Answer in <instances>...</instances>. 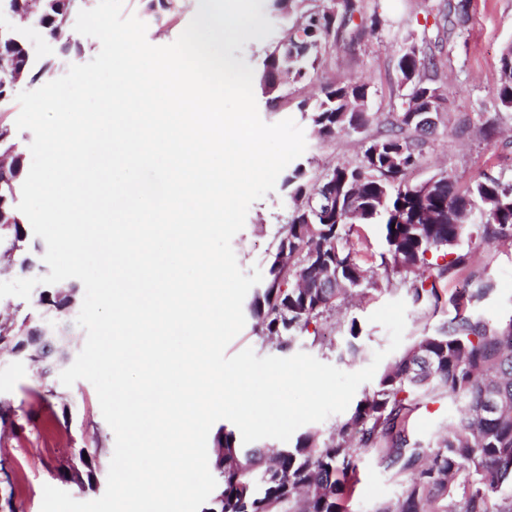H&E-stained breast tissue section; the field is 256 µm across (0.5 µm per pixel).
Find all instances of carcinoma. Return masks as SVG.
<instances>
[{
    "instance_id": "carcinoma-1",
    "label": "carcinoma",
    "mask_w": 512,
    "mask_h": 512,
    "mask_svg": "<svg viewBox=\"0 0 512 512\" xmlns=\"http://www.w3.org/2000/svg\"><path fill=\"white\" fill-rule=\"evenodd\" d=\"M305 2L272 3L290 18L301 14L300 24L288 32L289 42L308 48L301 58L288 60V73L300 81L318 69L329 38H338L359 12L358 0H336L334 14ZM8 6L20 22L37 21L63 52L81 53L63 22V0H8ZM23 44L14 32L0 34L1 55L18 53ZM499 64L496 104L512 111V44ZM425 69L426 57L415 48L399 58L407 93L396 122L410 135L363 142L358 163L337 166L313 184L301 164L285 175L294 208L267 260L268 277L249 304L256 333L278 341L280 348L337 311L347 297L377 286L351 243L359 224H384L380 266L387 277L412 278L415 304L439 303L437 284L455 279L466 265L467 254L459 250L463 242L475 235L488 243L512 241V179L486 175L462 189L453 177L439 175L430 179L428 192L406 181L421 156L415 134L425 131L412 105L420 101L436 110L443 99ZM367 99L366 84L331 80L301 111L323 137L361 134L377 119ZM0 138V168L14 176L0 186V196L10 199L22 189L23 159L11 128L1 127ZM31 248L24 224L1 228L0 276L10 274ZM490 288L486 282L470 295H456L455 316L413 341L328 436L308 431L294 447L269 454L261 446L240 447L233 431L220 429L213 458L218 491L205 512H346L366 451L409 475L401 497L376 512H512V319L491 324L467 312ZM72 296L71 288L63 294L48 287L25 314L21 305L11 304L13 312L0 317V353L19 352L36 361L34 349L21 351L17 333L29 318ZM439 387L458 401L460 414L436 443L421 448L409 436V414L416 396ZM97 456L95 448L80 458L79 468H66L59 477L84 487L92 481Z\"/></svg>"
}]
</instances>
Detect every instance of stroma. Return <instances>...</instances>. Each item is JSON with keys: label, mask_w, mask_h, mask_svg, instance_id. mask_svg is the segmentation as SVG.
<instances>
[{"label": "stroma", "mask_w": 512, "mask_h": 512, "mask_svg": "<svg viewBox=\"0 0 512 512\" xmlns=\"http://www.w3.org/2000/svg\"><path fill=\"white\" fill-rule=\"evenodd\" d=\"M448 0H362V13L379 15L382 27L375 35L353 41V29H346L341 39L328 43L318 70L306 81L284 80L280 99L269 105L266 97L257 96L261 119L268 124L290 118L302 128L306 149L299 161L308 180H315L327 169L353 164L361 157L364 137L391 133L390 121L401 110V90L397 61L410 46L420 47L430 58L428 75L440 86L444 100L437 112L433 134L422 139L419 166L409 172L410 183L419 184L444 173L467 185L489 174L512 177V112L497 108L494 99L499 82V59L503 49L512 44V0H466L465 14L459 26L448 29L443 21ZM147 0H123L124 15L136 16L146 23V39L155 46L173 43L193 17L190 0H173L172 10L162 19L146 8ZM263 14L273 25L272 33L263 40L246 43L235 51V58L260 69L268 45L283 40L291 22L264 0ZM21 34L35 63L52 62L47 74L54 80L63 76L70 65L84 64L101 49L98 39L74 34L80 54L65 56L59 43L52 40L38 24L21 26ZM329 78L354 79L369 88L368 109L378 116L365 135L340 134L319 138L300 110L301 102H313L321 84ZM496 120L500 134L496 141H486L482 126ZM291 202L282 189L275 187L253 202L245 226L232 239L231 245L243 271L266 269V258L277 229L286 223ZM362 260L375 269L378 288L351 300L331 316L320 320L323 343H315L311 333L296 336L291 353L304 352L320 362L345 372H356L368 366L376 351L387 350L389 334L384 326L370 322L372 313L394 300L408 303L404 344L455 314L452 297L458 291L474 290L479 280L491 279L492 289L469 308L470 313L492 321L512 319V243H484L472 240L467 245L472 258L470 266L458 279L444 282L438 307L409 304V295L400 276L384 279L377 266L384 250V227L364 224L359 229ZM357 318L362 327L359 354L350 359L344 355V323ZM388 352V350H387ZM389 353L387 362H394ZM41 378L29 363L15 362L0 354V398L16 409L18 423L24 424L21 437L0 443V512H41L44 485L67 489L79 501L101 497L106 489L115 435L102 416L94 386L87 380L72 386L57 385V397L41 400L37 393ZM457 416V404L446 393L434 392L421 397L413 410L408 429L422 443L435 442ZM101 444L103 454L97 460L92 484L86 488L65 485L58 473L80 449ZM359 481L348 502L347 512H376L385 501L401 496L406 475L385 468L372 453L361 455Z\"/></svg>", "instance_id": "35a3bbf8"}]
</instances>
